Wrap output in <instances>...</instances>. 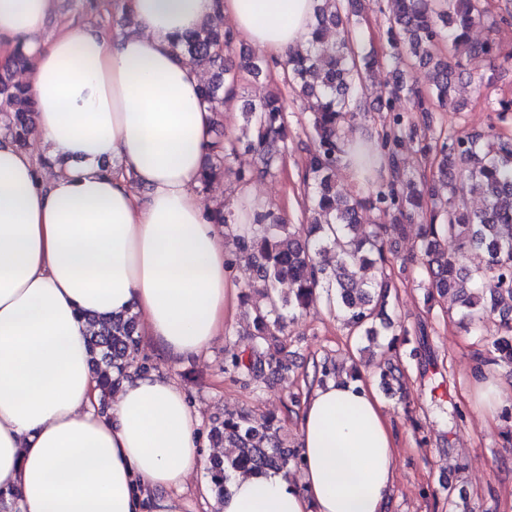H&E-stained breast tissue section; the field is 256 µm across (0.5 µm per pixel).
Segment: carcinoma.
Wrapping results in <instances>:
<instances>
[{"instance_id": "obj_1", "label": "carcinoma", "mask_w": 512, "mask_h": 512, "mask_svg": "<svg viewBox=\"0 0 512 512\" xmlns=\"http://www.w3.org/2000/svg\"><path fill=\"white\" fill-rule=\"evenodd\" d=\"M314 2V22L302 47L280 63L256 54L234 59L239 38L218 24L204 25L173 43V49L196 66L214 69L211 80L202 86L203 102L211 111H223L230 98L241 100L247 78L279 68L283 86L309 113L313 148L303 174V184L311 189L304 203L308 227L303 231L287 223L268 204L254 205L252 223L238 225L236 249L255 258L257 281L248 288L259 290L267 300L254 310V336L263 342L276 338L285 327L283 310L304 312L326 289L349 332L376 343L392 328L387 315L391 288L385 276L387 243L407 235L406 222L417 218V250L411 260L422 267L427 301L454 294L460 303L458 324L465 329L478 328L493 316L500 318L507 336L494 340L493 350L476 358V371L492 369L500 356L512 360V138L450 135L432 143L427 135L431 112H460L466 107V102L454 100V93L456 82L471 75L474 63L509 61V56L500 54L494 37L475 41L471 30L484 25L495 32L512 17V0L499 6L498 17L485 0H394L395 8L386 19L394 83L386 97L379 98L391 120L379 134L378 144L368 142L356 154L363 167L380 158L387 176L368 182L367 191L349 196L337 190L334 181L336 169L347 164L342 127L359 114L364 90L381 62L374 52L360 49L356 24L361 12L354 0ZM444 38L455 47L452 60L438 51ZM409 62L433 65L428 94L403 81L402 67ZM28 64V56L20 50L13 67L0 69V129L19 148L25 146L35 103L27 87L13 79V69ZM401 97L415 100L423 126L394 111L393 101ZM242 113L241 135L209 148L203 188L223 179L228 159L242 152L254 156V166L235 172L240 182L279 170L288 139L287 97L278 89L256 103H244ZM410 143L417 144L422 157L433 156L432 179L406 169L403 148ZM471 197L481 198L482 207L467 208L465 200ZM368 207L394 214V223H362V211ZM466 249L484 251L485 264L475 269L460 266L458 254ZM330 250L335 259L331 268L323 261ZM368 268L379 271L380 279L365 280L362 272ZM284 283L286 294L279 291ZM88 344L94 374L107 395L134 363L139 346L135 316L91 320ZM273 364L257 348L246 356L231 350L225 353L224 372L245 382L258 381ZM344 373L353 379L360 370L355 363L345 371L327 361L315 370L319 383ZM402 377L401 368L391 363L379 372L386 390L401 387ZM281 429L276 418L257 417L247 410L226 413L215 421L210 437L225 448L224 455L206 461L216 499L224 497L237 472L286 471L300 461L298 449L284 446Z\"/></svg>"}]
</instances>
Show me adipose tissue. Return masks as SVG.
<instances>
[{
	"mask_svg": "<svg viewBox=\"0 0 512 512\" xmlns=\"http://www.w3.org/2000/svg\"><path fill=\"white\" fill-rule=\"evenodd\" d=\"M122 9L131 24L107 40L76 18L47 32L56 0H0V62L30 57L43 142L37 157L0 135V487L20 512H180L199 416L174 379L134 368L102 409L88 322L131 313L179 361L204 354L239 303L196 193L212 121L201 72L172 48L213 0ZM223 14L280 62L313 0H223ZM478 383L481 415L512 406V381ZM298 428L300 479L234 475L217 512H385L396 436L369 380L314 386Z\"/></svg>",
	"mask_w": 512,
	"mask_h": 512,
	"instance_id": "obj_1",
	"label": "adipose tissue"
}]
</instances>
